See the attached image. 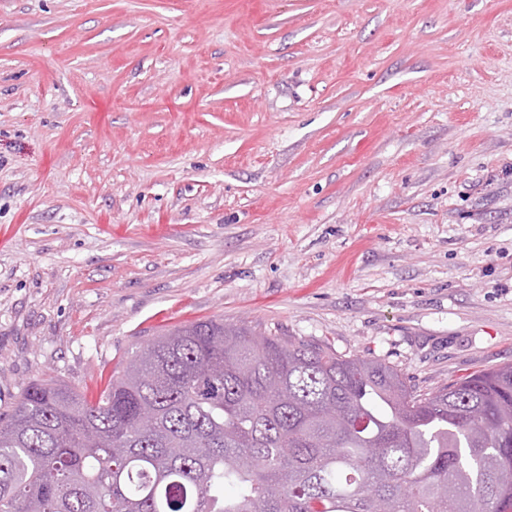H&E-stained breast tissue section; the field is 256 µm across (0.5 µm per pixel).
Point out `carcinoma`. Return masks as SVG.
Here are the masks:
<instances>
[{
	"label": "carcinoma",
	"mask_w": 512,
	"mask_h": 512,
	"mask_svg": "<svg viewBox=\"0 0 512 512\" xmlns=\"http://www.w3.org/2000/svg\"><path fill=\"white\" fill-rule=\"evenodd\" d=\"M0 512H512V363L426 392L327 342L185 324L94 399L46 379L0 413Z\"/></svg>",
	"instance_id": "carcinoma-1"
}]
</instances>
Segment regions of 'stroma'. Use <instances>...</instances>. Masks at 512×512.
<instances>
[{"instance_id": "stroma-1", "label": "stroma", "mask_w": 512, "mask_h": 512, "mask_svg": "<svg viewBox=\"0 0 512 512\" xmlns=\"http://www.w3.org/2000/svg\"><path fill=\"white\" fill-rule=\"evenodd\" d=\"M214 317L512 363V0H0V412Z\"/></svg>"}]
</instances>
